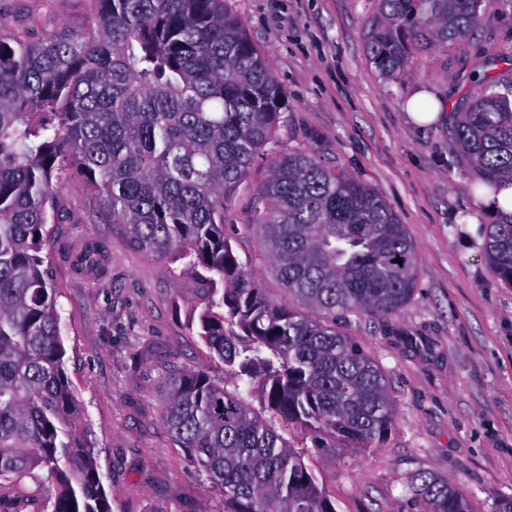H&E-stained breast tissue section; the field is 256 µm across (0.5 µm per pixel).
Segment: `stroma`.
Returning a JSON list of instances; mask_svg holds the SVG:
<instances>
[{
  "label": "stroma",
  "instance_id": "35a3bbf8",
  "mask_svg": "<svg viewBox=\"0 0 512 512\" xmlns=\"http://www.w3.org/2000/svg\"><path fill=\"white\" fill-rule=\"evenodd\" d=\"M269 60L288 102L276 132L280 152L313 151L328 166L381 194L416 250L417 289L391 317H351L344 332L386 374L395 404L387 439L357 451L318 448L304 427L278 423L302 449L336 512H425L407 481L428 471L468 491L473 512L512 498V285L492 275L484 231L497 220L474 187L481 174L457 154L451 119L420 130L406 99L423 88L453 105L475 69L512 92V0H493L461 45L414 51L403 83L384 78L366 48L378 0H231ZM89 0H0V26L32 39L78 30ZM63 216L43 252L58 290L66 369L84 407L83 423L112 512H222L220 489L184 456L164 426L168 373L201 370L224 382L223 361L199 335L208 296L181 264L133 249L125 225L102 218L82 183L62 194ZM103 240L96 275L72 257ZM248 275L282 303L258 235L234 246Z\"/></svg>",
  "mask_w": 512,
  "mask_h": 512
}]
</instances>
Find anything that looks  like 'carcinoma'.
<instances>
[{
    "label": "carcinoma",
    "instance_id": "carcinoma-1",
    "mask_svg": "<svg viewBox=\"0 0 512 512\" xmlns=\"http://www.w3.org/2000/svg\"><path fill=\"white\" fill-rule=\"evenodd\" d=\"M486 0H378L367 52L400 83L419 41L466 42ZM285 92L229 0H91L82 29L34 41L0 31V508L112 512L83 409L65 370L57 297L42 251L60 193L79 181L141 253L182 262L210 288L199 335L224 361L167 379L163 422L224 512H336L275 425L246 394L316 436L380 444L395 407L379 364L338 323L394 316L416 290L415 246L373 188L314 153L272 154ZM457 152L494 191L512 185V102L478 77L456 103ZM272 156L251 219L229 206L253 162ZM257 231L281 288L275 301L232 246ZM486 255L512 285V217L489 224ZM91 245L76 259L96 269ZM54 497L19 492L34 470ZM408 482L428 512H473L469 496L430 472Z\"/></svg>",
    "mask_w": 512,
    "mask_h": 512
}]
</instances>
